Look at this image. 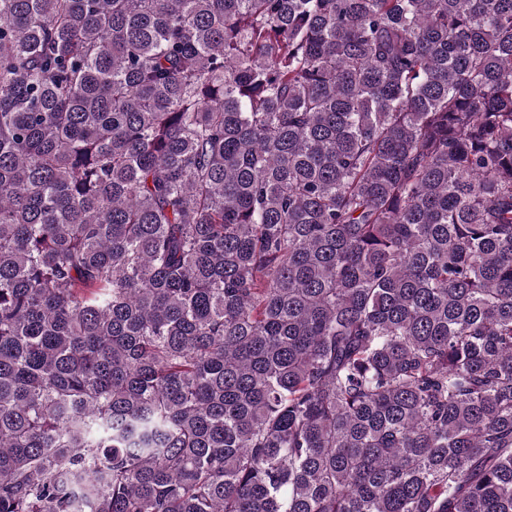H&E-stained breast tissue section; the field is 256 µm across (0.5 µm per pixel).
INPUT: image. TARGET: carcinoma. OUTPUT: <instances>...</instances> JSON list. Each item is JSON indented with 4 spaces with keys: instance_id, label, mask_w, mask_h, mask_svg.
I'll list each match as a JSON object with an SVG mask.
<instances>
[{
    "instance_id": "obj_1",
    "label": "carcinoma",
    "mask_w": 512,
    "mask_h": 512,
    "mask_svg": "<svg viewBox=\"0 0 512 512\" xmlns=\"http://www.w3.org/2000/svg\"><path fill=\"white\" fill-rule=\"evenodd\" d=\"M0 512H512V0H0Z\"/></svg>"
}]
</instances>
